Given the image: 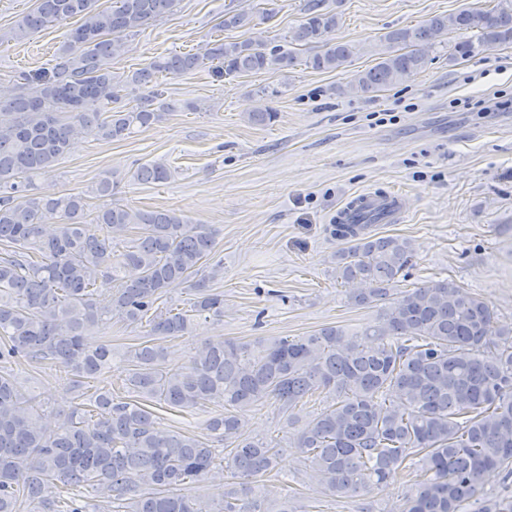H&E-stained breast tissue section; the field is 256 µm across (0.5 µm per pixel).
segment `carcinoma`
<instances>
[{"label":"carcinoma","mask_w":512,"mask_h":512,"mask_svg":"<svg viewBox=\"0 0 512 512\" xmlns=\"http://www.w3.org/2000/svg\"><path fill=\"white\" fill-rule=\"evenodd\" d=\"M176 2L117 0L100 11L95 0H37L14 29V39L23 40L79 19L51 70L19 73L26 92L0 101V512H89L92 500L94 512H195L186 490L229 470L242 482L224 491L214 512H297L288 497L271 500L254 485L275 469L281 451L277 439L243 429V414L264 402L278 406L292 447L327 496L348 498L385 483L410 460L415 492L390 512H462L487 470L512 478V327H496L493 310L454 282L396 288L414 248L408 238L370 233L382 216L334 228L335 237L349 241L336 255L337 277L363 285L353 305L384 303L375 321L352 334L323 326L291 339L203 343L172 365L156 340L188 336L197 319L224 315V295L212 288L224 278L223 263L213 261L214 231L175 211L107 202L117 187L112 174L86 193L37 195L35 177L55 169L74 135L122 140L159 122L160 77L209 62L225 76L298 62L292 50L220 39L114 75L110 62L124 37ZM325 2L305 0L291 43L308 52V67L333 71L367 47L326 42L338 18ZM453 33L471 34L453 46L462 58L512 45V0L389 31L386 47L371 49L375 65L352 84L370 93L421 72L425 49ZM127 86L148 93L124 105L120 91ZM171 176L163 162L136 171L142 183ZM89 216L99 233L86 229ZM124 232L134 237L114 256L112 240ZM176 281L194 294L189 308L157 307ZM104 287L112 291L106 302L99 299ZM114 318L146 328L147 340L120 358L110 341L86 340ZM46 362L66 371L80 400L53 427L12 371L17 363ZM115 370L134 398L101 386ZM317 393L327 406L302 415L300 406ZM151 403L219 412L205 421L201 440L161 427ZM74 487L85 495L63 498ZM478 512H512V496L487 498Z\"/></svg>","instance_id":"carcinoma-1"}]
</instances>
